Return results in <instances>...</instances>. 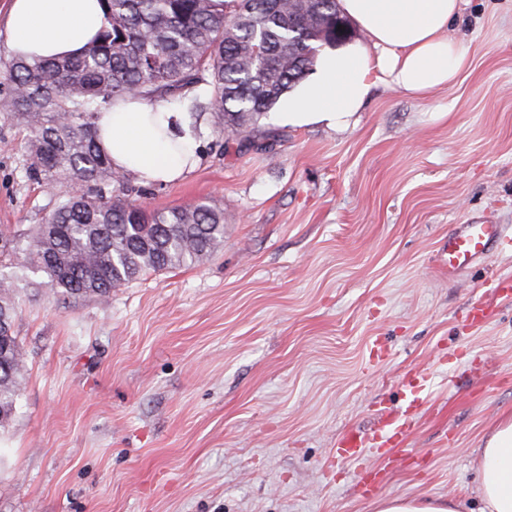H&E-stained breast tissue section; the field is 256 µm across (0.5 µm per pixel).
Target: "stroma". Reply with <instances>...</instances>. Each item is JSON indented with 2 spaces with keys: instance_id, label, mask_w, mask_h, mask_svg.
I'll return each instance as SVG.
<instances>
[{
  "instance_id": "1",
  "label": "stroma",
  "mask_w": 512,
  "mask_h": 512,
  "mask_svg": "<svg viewBox=\"0 0 512 512\" xmlns=\"http://www.w3.org/2000/svg\"><path fill=\"white\" fill-rule=\"evenodd\" d=\"M450 37L456 84L379 87L355 123L268 114L247 147L211 127L183 178L142 186L150 210L223 208L224 244L108 300L18 282L17 411L0 431V512H375L376 498L456 497L476 512V450L512 416V299L465 318L512 252L456 276L460 225H512V0H468ZM0 121V227L26 238L56 198ZM389 357L368 362L372 340ZM431 372L427 404L377 493L337 438L399 411V378Z\"/></svg>"
}]
</instances>
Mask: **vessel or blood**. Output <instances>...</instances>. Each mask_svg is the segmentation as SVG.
I'll use <instances>...</instances> for the list:
<instances>
[{
	"instance_id": "b4317fda",
	"label": "vessel or blood",
	"mask_w": 512,
	"mask_h": 512,
	"mask_svg": "<svg viewBox=\"0 0 512 512\" xmlns=\"http://www.w3.org/2000/svg\"><path fill=\"white\" fill-rule=\"evenodd\" d=\"M509 248H512V229L507 225L463 224L449 235L442 247V256L449 274L453 275L492 250ZM428 383L426 371L411 368L403 372L400 387L406 397V406L402 415L379 419L376 427L364 435L354 431L342 434L331 454L332 461L357 460L372 449L388 458L406 455L405 443L423 411L424 390Z\"/></svg>"
}]
</instances>
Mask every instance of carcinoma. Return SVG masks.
Returning a JSON list of instances; mask_svg holds the SVG:
<instances>
[{"mask_svg":"<svg viewBox=\"0 0 512 512\" xmlns=\"http://www.w3.org/2000/svg\"><path fill=\"white\" fill-rule=\"evenodd\" d=\"M104 24L80 56L13 57L0 118L24 131L26 173L56 207L21 247L23 267L67 296L107 298L146 273L200 263L224 242V211H150L128 199L96 119L119 97L166 100L230 139L259 127L333 44L337 0H100ZM14 282L0 275V428L16 411L22 348Z\"/></svg>","mask_w":512,"mask_h":512,"instance_id":"cac0c4a2","label":"carcinoma"}]
</instances>
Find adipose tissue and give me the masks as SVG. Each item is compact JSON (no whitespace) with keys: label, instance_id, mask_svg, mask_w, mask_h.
<instances>
[{"label":"adipose tissue","instance_id":"1","mask_svg":"<svg viewBox=\"0 0 512 512\" xmlns=\"http://www.w3.org/2000/svg\"><path fill=\"white\" fill-rule=\"evenodd\" d=\"M464 0H339V8L368 37L371 49L347 42L320 50L312 72L277 117L293 127L340 130L384 85L424 97L453 85L467 54L449 39ZM104 23L99 0H8L6 29L13 53L37 58L76 56ZM100 146L117 171L145 184L170 183L198 162L186 113L166 101L116 99L99 113ZM480 512H512V417L477 450Z\"/></svg>","mask_w":512,"mask_h":512}]
</instances>
